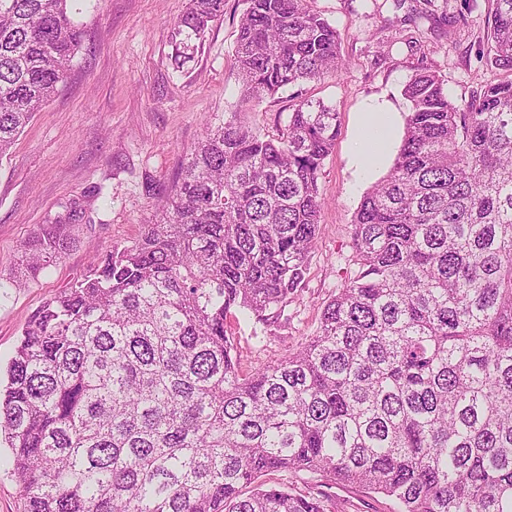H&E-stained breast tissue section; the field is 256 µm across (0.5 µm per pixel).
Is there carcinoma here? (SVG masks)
Here are the masks:
<instances>
[{"label": "carcinoma", "mask_w": 512, "mask_h": 512, "mask_svg": "<svg viewBox=\"0 0 512 512\" xmlns=\"http://www.w3.org/2000/svg\"><path fill=\"white\" fill-rule=\"evenodd\" d=\"M69 2L0 0V157L81 45ZM245 2V101L341 69L308 0ZM223 12L189 0L176 67ZM479 53L498 76L461 107L437 71L410 75L402 145L354 215L356 269L316 336L249 371L227 319L275 326L304 287L338 112L302 99L275 138L206 121L140 237L22 329L0 433L25 512H336L319 485L260 482L271 471L325 473L390 512H512V0H488ZM83 219L73 201L43 225L26 271Z\"/></svg>", "instance_id": "1"}]
</instances>
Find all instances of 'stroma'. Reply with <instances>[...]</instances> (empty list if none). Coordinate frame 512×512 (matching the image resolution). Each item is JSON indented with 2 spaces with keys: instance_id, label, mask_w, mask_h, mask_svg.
I'll use <instances>...</instances> for the list:
<instances>
[{
  "instance_id": "stroma-1",
  "label": "stroma",
  "mask_w": 512,
  "mask_h": 512,
  "mask_svg": "<svg viewBox=\"0 0 512 512\" xmlns=\"http://www.w3.org/2000/svg\"><path fill=\"white\" fill-rule=\"evenodd\" d=\"M336 28L345 65L339 75L289 86L252 107L243 103L234 61L243 0H224V14L206 33L193 61L172 63L174 26L188 0H71L84 40L56 96L0 157V272L19 270L21 249L41 225L81 202L85 221L56 265L22 287L0 288V367L41 304L68 287L95 256L138 238L178 178L206 118L238 117L262 134L277 133L295 97L336 108L339 132L319 178L321 231L304 288L279 327L240 316L231 329L246 366L296 352L316 335L321 308L352 271V221L374 180L353 161L361 112L383 98L399 117L414 67L443 76L449 99L464 102L490 78L478 56L487 0H309Z\"/></svg>"
}]
</instances>
